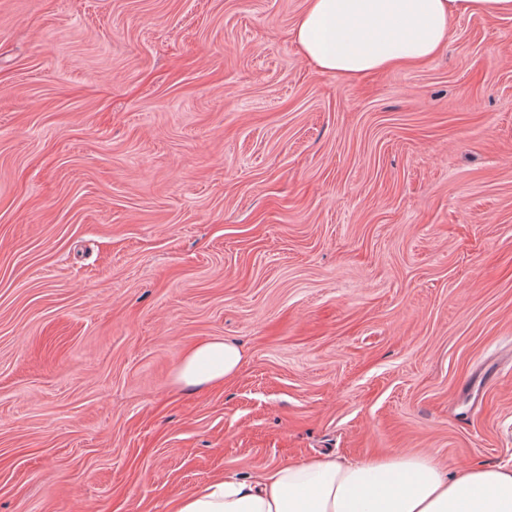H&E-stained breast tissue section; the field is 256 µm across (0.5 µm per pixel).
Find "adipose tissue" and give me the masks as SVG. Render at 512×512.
<instances>
[{"instance_id": "obj_1", "label": "adipose tissue", "mask_w": 512, "mask_h": 512, "mask_svg": "<svg viewBox=\"0 0 512 512\" xmlns=\"http://www.w3.org/2000/svg\"><path fill=\"white\" fill-rule=\"evenodd\" d=\"M466 15H512V0H306L290 37L317 70L358 80L432 60ZM243 362L235 343L206 340L183 355L176 381L199 389L234 377ZM172 512H512V464L453 472L427 454H326L250 481L215 478L179 496Z\"/></svg>"}]
</instances>
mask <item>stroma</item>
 Masks as SVG:
<instances>
[{
    "label": "stroma",
    "instance_id": "1",
    "mask_svg": "<svg viewBox=\"0 0 512 512\" xmlns=\"http://www.w3.org/2000/svg\"><path fill=\"white\" fill-rule=\"evenodd\" d=\"M303 7L0 0V512L512 458V17L347 82ZM213 337L241 370L181 389Z\"/></svg>",
    "mask_w": 512,
    "mask_h": 512
}]
</instances>
